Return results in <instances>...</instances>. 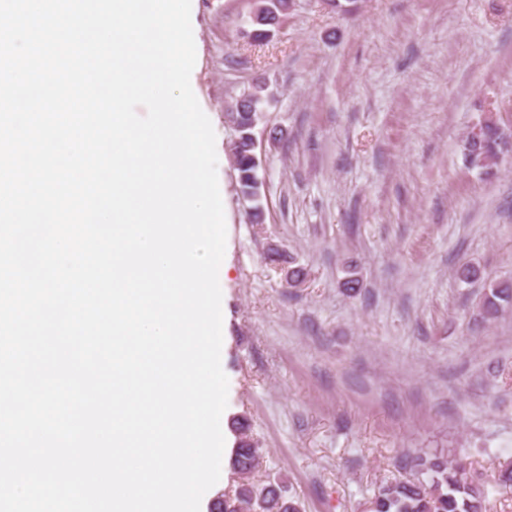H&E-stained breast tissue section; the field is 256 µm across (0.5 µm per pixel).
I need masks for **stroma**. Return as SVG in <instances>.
<instances>
[{"mask_svg":"<svg viewBox=\"0 0 512 512\" xmlns=\"http://www.w3.org/2000/svg\"><path fill=\"white\" fill-rule=\"evenodd\" d=\"M255 0H192L193 92L216 135L227 228L224 428L260 448L256 488L300 512H365L410 459L462 462L486 512L512 461V310L482 323L485 279H512V156L467 168L484 113L512 128V0H362L294 8L257 44ZM268 82L253 130L265 222L229 161L228 101ZM283 248L304 283L266 258ZM469 263L478 279L459 281ZM354 266L357 291L343 285Z\"/></svg>","mask_w":512,"mask_h":512,"instance_id":"stroma-1","label":"stroma"}]
</instances>
